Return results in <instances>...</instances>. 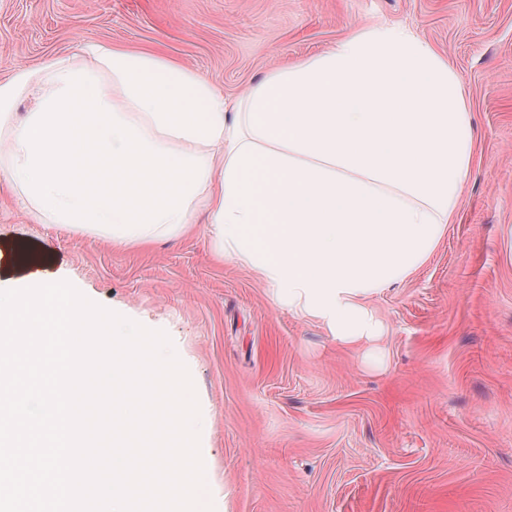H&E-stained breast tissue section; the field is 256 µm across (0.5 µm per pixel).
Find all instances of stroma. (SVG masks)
I'll return each mask as SVG.
<instances>
[{
    "instance_id": "35a3bbf8",
    "label": "stroma",
    "mask_w": 512,
    "mask_h": 512,
    "mask_svg": "<svg viewBox=\"0 0 512 512\" xmlns=\"http://www.w3.org/2000/svg\"><path fill=\"white\" fill-rule=\"evenodd\" d=\"M410 27L456 73L476 147L458 216L341 347L219 255L209 215L145 246L35 219L0 185V281L66 280L191 360L231 512H512V0H0V83L109 43L230 102L360 28Z\"/></svg>"
}]
</instances>
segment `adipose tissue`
Here are the masks:
<instances>
[{"mask_svg": "<svg viewBox=\"0 0 512 512\" xmlns=\"http://www.w3.org/2000/svg\"><path fill=\"white\" fill-rule=\"evenodd\" d=\"M0 83V179L36 217L139 246L197 203L223 254L336 343L377 340L369 297L415 273L471 175L460 81L401 25L362 29L237 103L155 55L84 45ZM32 108L16 118L14 105Z\"/></svg>", "mask_w": 512, "mask_h": 512, "instance_id": "obj_1", "label": "adipose tissue"}]
</instances>
